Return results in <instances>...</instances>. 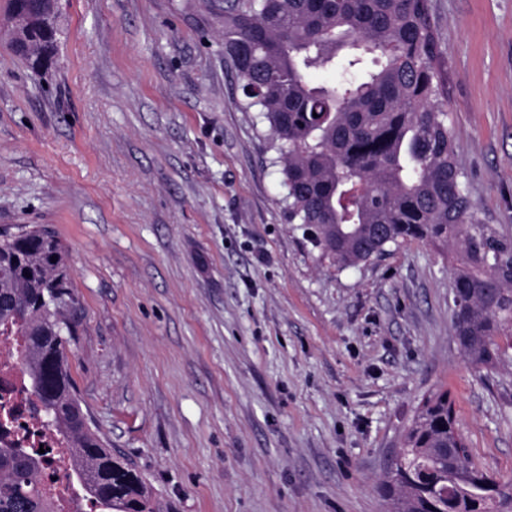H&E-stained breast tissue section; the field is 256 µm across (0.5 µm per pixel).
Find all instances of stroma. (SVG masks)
Wrapping results in <instances>:
<instances>
[{
    "label": "stroma",
    "instance_id": "1",
    "mask_svg": "<svg viewBox=\"0 0 512 512\" xmlns=\"http://www.w3.org/2000/svg\"><path fill=\"white\" fill-rule=\"evenodd\" d=\"M431 4L475 212L512 233V0ZM58 6L41 70L0 37V226L65 246L78 396L167 512H384L381 480L442 386L474 461L512 476V365L468 367L450 250L320 258L239 109L223 6Z\"/></svg>",
    "mask_w": 512,
    "mask_h": 512
}]
</instances>
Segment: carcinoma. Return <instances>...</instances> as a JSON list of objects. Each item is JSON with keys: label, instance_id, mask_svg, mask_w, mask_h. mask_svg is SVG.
I'll return each instance as SVG.
<instances>
[{"label": "carcinoma", "instance_id": "obj_1", "mask_svg": "<svg viewBox=\"0 0 512 512\" xmlns=\"http://www.w3.org/2000/svg\"><path fill=\"white\" fill-rule=\"evenodd\" d=\"M11 46L35 59L44 51L38 41L20 47L14 30ZM224 57L241 110L268 123L288 223L344 268L414 240L452 247L461 352L478 374L512 363V234L474 214L430 0H224ZM321 69L340 82L311 83ZM73 303L53 229H0V336L23 339L20 365L66 445L68 476L100 512H164L77 396L66 354L76 320L64 313ZM40 464L0 446V512H55ZM382 485L387 512H512V480L475 465L444 388L422 399Z\"/></svg>", "mask_w": 512, "mask_h": 512}]
</instances>
